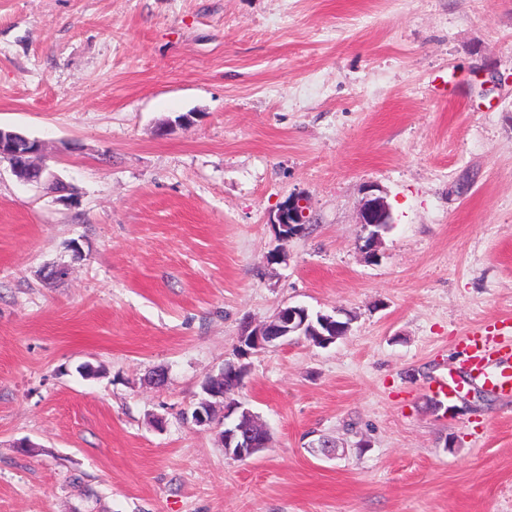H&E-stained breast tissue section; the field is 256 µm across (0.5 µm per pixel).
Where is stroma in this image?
<instances>
[{
    "instance_id": "obj_1",
    "label": "stroma",
    "mask_w": 512,
    "mask_h": 512,
    "mask_svg": "<svg viewBox=\"0 0 512 512\" xmlns=\"http://www.w3.org/2000/svg\"><path fill=\"white\" fill-rule=\"evenodd\" d=\"M0 126L76 192L0 171V512H512V397L463 375L512 320V0H0ZM287 304L350 328L247 357L229 459L201 385ZM365 236L362 237L363 250L369 256L376 257V248L382 237L391 224V213L389 206L382 196L375 193L368 194L361 206L359 214ZM307 219L308 202L303 196L290 197L276 213L269 216L270 224L283 243L304 232ZM221 370L222 368L206 380L214 387L224 386V395L211 402L210 406L207 402L200 401L192 411L195 414L193 421L197 426L210 425L211 421L204 409L211 413L215 404L224 403V431L220 438L224 455L234 460H247L268 447L269 437L258 425L256 416L243 404L229 397L231 392L241 387L246 372L245 366L234 361H226L223 367L224 381L214 378L221 374Z\"/></svg>"
}]
</instances>
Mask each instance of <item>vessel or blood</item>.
I'll use <instances>...</instances> for the list:
<instances>
[{
  "label": "vessel or blood",
  "mask_w": 512,
  "mask_h": 512,
  "mask_svg": "<svg viewBox=\"0 0 512 512\" xmlns=\"http://www.w3.org/2000/svg\"><path fill=\"white\" fill-rule=\"evenodd\" d=\"M466 369L470 379L490 390L512 396V323L502 322L496 335L470 333L465 339Z\"/></svg>",
  "instance_id": "obj_1"
}]
</instances>
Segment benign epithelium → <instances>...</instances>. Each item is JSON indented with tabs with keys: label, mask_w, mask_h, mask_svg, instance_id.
I'll use <instances>...</instances> for the list:
<instances>
[{
	"label": "benign epithelium",
	"mask_w": 512,
	"mask_h": 512,
	"mask_svg": "<svg viewBox=\"0 0 512 512\" xmlns=\"http://www.w3.org/2000/svg\"><path fill=\"white\" fill-rule=\"evenodd\" d=\"M41 151V142L23 136L11 129L0 127V165L8 166L16 180L23 184H44L54 193L69 191V187L51 167H45L37 176L30 175L22 164V158ZM308 219V202L302 196L288 199L276 213L269 216L280 241L289 239L305 230ZM359 224L365 236L362 237L363 250L370 256H376V248L391 224V213L384 197L371 193L362 203ZM315 321L324 328L317 333L320 346L336 341V331L345 332L348 324L333 315L317 314ZM313 328L308 309L302 306L285 305L280 314L262 324L247 328L240 336L239 351L264 349L270 345L286 342L294 336H307L306 329ZM246 368L234 361L224 363V395L217 402L224 403V431L221 433V445L224 455L234 460H247L268 447L267 432L258 425L256 416L243 404L229 397V394L241 387Z\"/></svg>",
	"instance_id": "7a95c632"
}]
</instances>
